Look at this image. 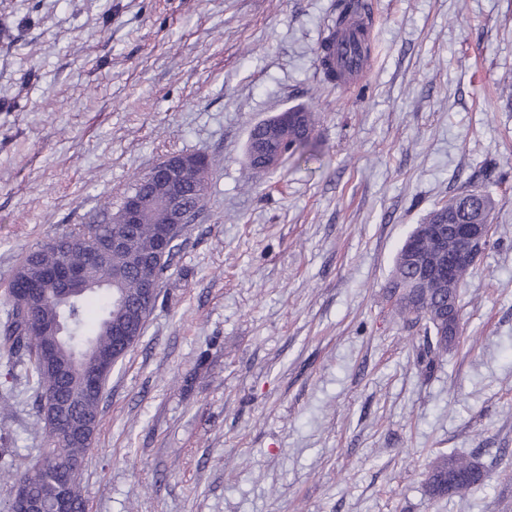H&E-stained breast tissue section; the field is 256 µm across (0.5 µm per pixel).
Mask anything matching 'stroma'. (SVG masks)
<instances>
[{
	"label": "stroma",
	"instance_id": "1",
	"mask_svg": "<svg viewBox=\"0 0 512 512\" xmlns=\"http://www.w3.org/2000/svg\"><path fill=\"white\" fill-rule=\"evenodd\" d=\"M368 74L328 84L334 0H0V293L174 154L210 164L141 342L112 371L86 512H512V0H369ZM301 104L317 157L255 178L250 129ZM497 202L428 347L389 287L464 189ZM48 437L0 358V506ZM442 454L479 487L432 499Z\"/></svg>",
	"mask_w": 512,
	"mask_h": 512
}]
</instances>
